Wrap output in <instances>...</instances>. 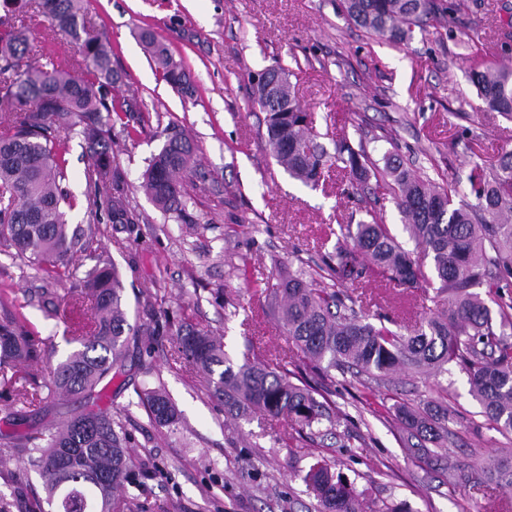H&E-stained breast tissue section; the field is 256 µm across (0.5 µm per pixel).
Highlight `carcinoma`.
Instances as JSON below:
<instances>
[{
  "instance_id": "1",
  "label": "carcinoma",
  "mask_w": 512,
  "mask_h": 512,
  "mask_svg": "<svg viewBox=\"0 0 512 512\" xmlns=\"http://www.w3.org/2000/svg\"><path fill=\"white\" fill-rule=\"evenodd\" d=\"M0 16V90L13 112L0 132V243L49 277L68 272L72 279L71 341L79 348L48 368L41 396L28 389L40 358V338L20 316L0 318V385L14 401L32 405L58 395L77 400L83 409L64 417L47 431L3 434L4 447L18 448L38 473L44 497L37 512H132L141 504L129 489L140 486L128 438L112 414L98 409L99 385L124 368L127 337L143 334L131 324L115 265L97 258L84 270L71 268L77 232H69L64 207L71 196L61 132L85 142L88 208L94 220L102 216L119 224H136L126 204L124 173L112 166V125L138 111L135 98H117L112 88L121 74L112 65V50L98 37L84 40L85 70L49 68L25 63L32 53L48 56L32 45L26 27L45 19L48 30L80 39L85 31L82 0H4ZM342 11L368 33L394 42L412 39L415 29L432 20L444 22L452 37L460 4L454 0H341ZM141 41L162 77L176 87L188 85L182 65L166 46L145 30ZM278 77L276 104L288 111L266 113V146L276 164L313 189L338 171L355 189L385 191L394 199L402 222L415 242L410 251L394 236L382 215L356 227L339 225L332 249L321 254L319 269L329 284L317 287L290 275L263 292L278 309L291 349L320 379L313 387L290 380L278 365L230 361L224 344L208 331L180 325L173 335L177 352L210 376L212 396L230 414L256 410L271 417L286 416L300 432L328 422L340 425L331 399L330 370L350 372L361 386L359 403L375 415L394 413L403 447L415 458L441 471L453 470L444 441L448 438V407L435 399L411 408L377 403V386L399 370L437 375L455 362L468 374L470 391L482 408L486 425L512 435V151L501 155L492 174L470 176L465 191L448 181L418 175L386 152L380 167L367 150L347 138L328 150L317 141L311 117L298 105L290 77L293 68L277 64L261 70ZM472 82L483 105L512 120V69L494 62H476ZM165 142L143 173L142 188L164 212L183 206L182 175L193 163L195 147L181 129L162 130ZM437 279L447 294L432 316L407 332L392 320L368 321L357 300L339 291L346 284L386 282L417 288ZM487 288L489 299L476 292ZM94 299L93 313L84 317L80 299ZM139 403L159 427L177 420L175 406L160 388H143ZM457 480L483 494L476 512H500L496 489L512 490V448L500 449L489 466L460 474ZM315 500L314 512H396L363 497L341 472L318 460L303 476Z\"/></svg>"
}]
</instances>
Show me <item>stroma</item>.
<instances>
[{
  "label": "stroma",
  "mask_w": 512,
  "mask_h": 512,
  "mask_svg": "<svg viewBox=\"0 0 512 512\" xmlns=\"http://www.w3.org/2000/svg\"><path fill=\"white\" fill-rule=\"evenodd\" d=\"M85 7L91 34L110 44L122 75L114 95L139 103L133 134L118 123L112 128L114 163L138 223L90 222L84 145L77 135L64 137L76 198L69 222L85 229L74 262H114L130 319L144 330L130 337L125 372L101 402L125 426L139 502L148 512H310L302 477L320 455L369 499L402 503L408 512H469L478 491L406 456L393 418L363 410L344 390L335 402L346 420L329 431L299 434L286 419L260 412L231 417L211 397L207 374L178 357L169 335L187 322L220 336L233 361H269L287 345L262 292L274 269L314 277L328 228L358 224L375 205L399 240L409 239L392 199L373 203L338 177L315 190L288 177L262 141L265 114L251 104L252 73L299 61L291 82L321 143L343 129L374 160L389 150L418 174L464 185L474 165L492 171L512 151V121L485 109L469 79L466 41L444 36L437 22L406 43L379 40L346 18L340 0H85ZM144 29L185 67L189 91L161 78L140 42ZM169 125L186 130L196 146L180 215L158 209L140 188ZM243 267L249 278L240 276ZM48 293L67 306L68 278L46 277L0 249V304L21 307L60 360L71 350L70 327L50 314ZM359 297L370 315L409 326L439 303L433 287L374 282ZM439 381L451 416L448 455L467 472L508 441L486 428L459 367L449 365ZM157 385L177 409L174 426L157 427L135 403L137 389ZM73 408L57 400L41 409L16 405L0 391V431L51 427ZM42 494L24 455L0 447V503L8 512H31Z\"/></svg>",
  "instance_id": "1"
}]
</instances>
